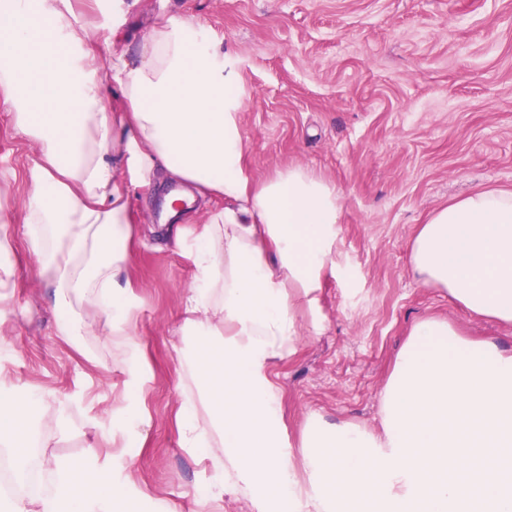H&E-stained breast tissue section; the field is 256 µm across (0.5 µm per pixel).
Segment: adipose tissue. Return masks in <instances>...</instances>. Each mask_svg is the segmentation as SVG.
<instances>
[{"label": "adipose tissue", "instance_id": "adipose-tissue-1", "mask_svg": "<svg viewBox=\"0 0 512 512\" xmlns=\"http://www.w3.org/2000/svg\"><path fill=\"white\" fill-rule=\"evenodd\" d=\"M244 92L222 38L161 17L139 41L100 39L73 0H0V111L33 142L27 250L52 306H89L102 335L139 352L141 297L130 276L142 232L126 191L177 183L223 207L187 214L167 196L169 248L194 274L177 326L201 395L183 401L181 447L225 481L208 496L259 490L288 512H512V350L448 320L416 322L381 395V431L309 415L287 450L271 370L320 333L318 293L334 270L343 203L296 165L247 163ZM428 288L512 324V191L477 189L435 208L409 245ZM28 396L0 387V455L17 490L0 512H132L111 461L54 460V489L25 493L27 450L43 447Z\"/></svg>", "mask_w": 512, "mask_h": 512}]
</instances>
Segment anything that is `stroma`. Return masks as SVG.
Wrapping results in <instances>:
<instances>
[{
  "label": "stroma",
  "mask_w": 512,
  "mask_h": 512,
  "mask_svg": "<svg viewBox=\"0 0 512 512\" xmlns=\"http://www.w3.org/2000/svg\"><path fill=\"white\" fill-rule=\"evenodd\" d=\"M121 34L137 41L156 17L183 15L223 38L245 92L243 127L255 174L301 164L343 194L336 270L320 290V335L303 334L274 381L290 442L305 418L380 428L381 392L412 325L447 318L472 336L512 349V328L478 319L413 276L408 245L427 215L481 187L512 190V0H125ZM35 146L0 112V202L24 246L25 173ZM192 265L145 233L132 267L142 306L137 334L151 427L145 445L112 434V406L129 396L135 360L102 337L57 336L52 290L35 261L0 315V378L46 397L38 431L58 458L111 457L139 494L138 512H257L237 493L205 498L220 478L181 447L175 416L197 397L177 358ZM71 429L57 439L60 423Z\"/></svg>",
  "instance_id": "stroma-1"
}]
</instances>
